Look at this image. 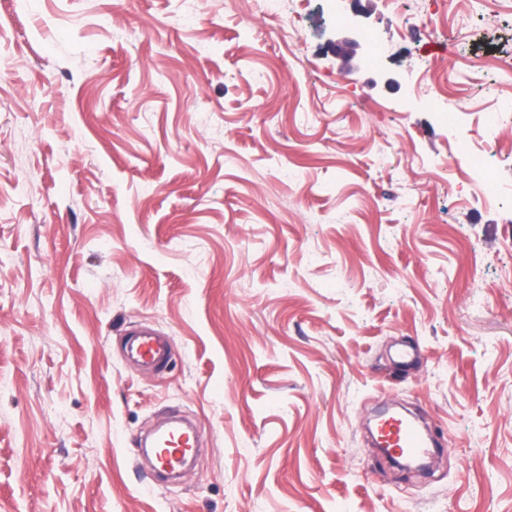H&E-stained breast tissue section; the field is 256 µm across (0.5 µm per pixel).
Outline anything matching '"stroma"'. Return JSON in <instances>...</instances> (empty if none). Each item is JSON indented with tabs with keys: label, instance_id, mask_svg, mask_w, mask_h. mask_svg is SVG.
Instances as JSON below:
<instances>
[{
	"label": "stroma",
	"instance_id": "1",
	"mask_svg": "<svg viewBox=\"0 0 512 512\" xmlns=\"http://www.w3.org/2000/svg\"><path fill=\"white\" fill-rule=\"evenodd\" d=\"M403 9L0 0V512H512V0ZM396 402L434 476L367 440ZM126 344L129 359L146 369L159 372L171 358V338L151 328H141L130 334ZM183 423V417L175 413L167 428L169 430L168 438H159V433L153 438L151 448H156V450L151 459L155 469L160 473L171 474L179 470L192 456L194 448H191V443L196 435L193 430L183 428Z\"/></svg>",
	"mask_w": 512,
	"mask_h": 512
}]
</instances>
